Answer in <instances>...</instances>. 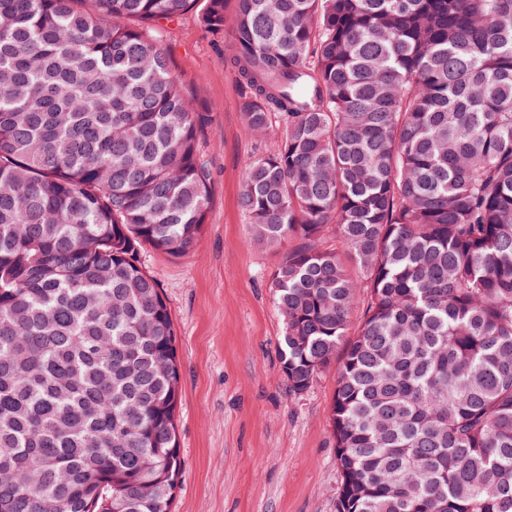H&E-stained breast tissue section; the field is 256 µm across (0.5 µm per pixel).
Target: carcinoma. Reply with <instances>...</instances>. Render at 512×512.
Here are the masks:
<instances>
[{"label": "carcinoma", "mask_w": 512, "mask_h": 512, "mask_svg": "<svg viewBox=\"0 0 512 512\" xmlns=\"http://www.w3.org/2000/svg\"><path fill=\"white\" fill-rule=\"evenodd\" d=\"M197 0H0V512H169L206 115L163 26ZM250 133L288 398L338 361L336 512H512V0H205ZM336 246L364 272L360 285ZM366 306L349 336L358 288Z\"/></svg>", "instance_id": "obj_1"}]
</instances>
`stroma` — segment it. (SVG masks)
I'll return each mask as SVG.
<instances>
[{"label":"stroma","instance_id":"stroma-1","mask_svg":"<svg viewBox=\"0 0 512 512\" xmlns=\"http://www.w3.org/2000/svg\"><path fill=\"white\" fill-rule=\"evenodd\" d=\"M227 43L195 9L163 33L175 73L208 116L200 149L210 177L206 224L190 251L174 257L147 246L139 255L177 334L181 478L170 512H335L336 371L289 399L271 288L286 247L254 243L239 206L244 159L274 137L246 131Z\"/></svg>","mask_w":512,"mask_h":512}]
</instances>
